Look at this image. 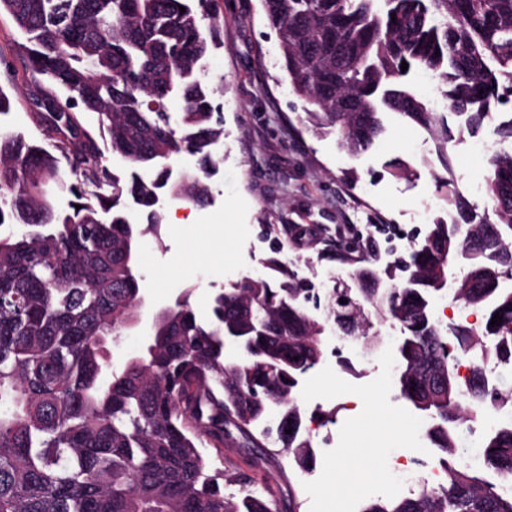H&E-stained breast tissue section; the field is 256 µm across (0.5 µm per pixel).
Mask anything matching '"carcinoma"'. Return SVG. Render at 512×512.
Listing matches in <instances>:
<instances>
[{"mask_svg":"<svg viewBox=\"0 0 512 512\" xmlns=\"http://www.w3.org/2000/svg\"><path fill=\"white\" fill-rule=\"evenodd\" d=\"M185 12H180V7ZM278 38L280 67L319 133H335L353 154L370 151L384 118L423 129L449 176L441 179L451 223L431 225L386 300L360 281L357 300L400 328L399 392L429 421L426 436L444 454L445 482L412 496L371 501L360 512H512V420L485 429L478 464L459 466L457 429L492 420L503 398L486 381V361L512 367V150L489 159L483 187L496 215L476 212L450 176L448 117L470 133L495 122L512 143V0H261ZM23 41L13 53L36 104L43 143L0 122V512H296L288 497L203 454L224 446H280L301 470L316 463L295 404L293 367L324 357V336L370 335L371 318L336 321L329 300L312 312L306 283L270 274L247 277L213 299L200 321L186 302L169 307L147 350L108 380V343L137 316L131 279L137 243L163 221L159 197L203 204L202 175L224 139L213 119L215 87L205 60L220 45V0H0ZM408 64L401 71L402 63ZM440 79L446 111L408 79ZM184 101L177 118L169 101ZM97 114L92 131L82 114ZM130 169L103 160L101 143ZM196 158L198 171L173 174L172 161ZM135 208L143 223L128 219ZM467 268L464 277L453 272ZM461 301L482 311L481 328L444 327L433 305L463 284ZM502 323L492 325L494 314ZM247 337L232 361L224 334ZM478 348L469 374L448 371V349ZM276 418V439L254 428ZM291 433H286V430Z\"/></svg>","mask_w":512,"mask_h":512,"instance_id":"1","label":"carcinoma"}]
</instances>
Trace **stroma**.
Returning <instances> with one entry per match:
<instances>
[{
	"instance_id": "1",
	"label": "stroma",
	"mask_w": 512,
	"mask_h": 512,
	"mask_svg": "<svg viewBox=\"0 0 512 512\" xmlns=\"http://www.w3.org/2000/svg\"><path fill=\"white\" fill-rule=\"evenodd\" d=\"M221 46L207 59L210 79L222 82L224 139L215 148L224 161L210 175L209 200L201 206L167 198L157 234L146 235L137 255L143 296L142 321L111 349L113 365L148 346L152 314L184 301L200 320L212 317L213 296L246 276L266 274L277 258L291 278L334 288L358 264L386 275L407 250L389 252L383 225L403 239L420 242L427 231L416 215L448 218L450 206L437 179L444 170L428 136L390 123L369 152L349 154L337 135L310 130L303 103L288 88L274 34L266 27L260 0H224ZM13 101L6 124L31 142L41 131L23 81L8 84ZM471 136L448 145L459 190L479 213L492 215L484 193L475 191L488 166L472 155ZM378 352L353 348L349 357H325L343 380L360 385L380 373ZM355 396L300 403L305 433L314 447L338 442L343 423L355 417ZM211 468L250 474L258 484L294 487L299 512H310L304 482L317 471L292 466L285 455L266 460L236 448L206 449Z\"/></svg>"
}]
</instances>
